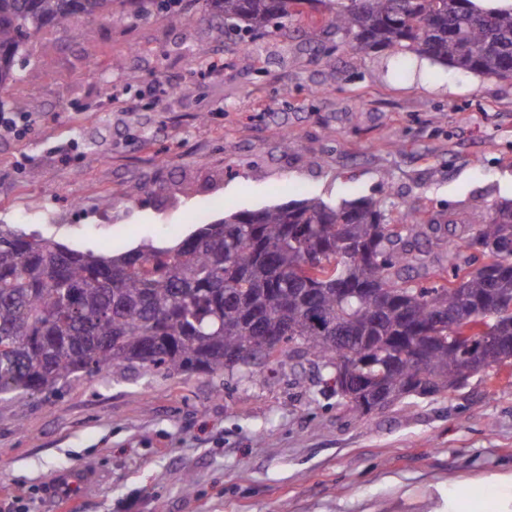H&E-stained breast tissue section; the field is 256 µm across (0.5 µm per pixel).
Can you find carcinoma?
Returning a JSON list of instances; mask_svg holds the SVG:
<instances>
[{"instance_id": "cac0c4a2", "label": "carcinoma", "mask_w": 512, "mask_h": 512, "mask_svg": "<svg viewBox=\"0 0 512 512\" xmlns=\"http://www.w3.org/2000/svg\"><path fill=\"white\" fill-rule=\"evenodd\" d=\"M131 0H0V93L24 41L73 16L112 15ZM224 34H285L305 0H209ZM347 50L387 47L468 73L512 79V3L328 0ZM422 218L377 201L319 199L204 224L174 248L146 242L117 256L71 250L0 225V396L53 392L124 363L171 376L216 373L258 356H308L335 375L343 359L390 396L458 391L453 333L495 337L485 364L512 358V202L460 241L419 247ZM285 337L264 350L262 337ZM371 357L376 365H360Z\"/></svg>"}]
</instances>
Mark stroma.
<instances>
[{"instance_id": "1", "label": "stroma", "mask_w": 512, "mask_h": 512, "mask_svg": "<svg viewBox=\"0 0 512 512\" xmlns=\"http://www.w3.org/2000/svg\"><path fill=\"white\" fill-rule=\"evenodd\" d=\"M49 28L0 110V224L69 248L174 245L210 220L318 198L412 208L457 239L512 199V79L389 49L355 55L303 5L301 34L225 40L203 0ZM210 61L197 64L198 50ZM35 121H26L29 111ZM289 145H282V138ZM305 359L245 375L117 367L0 399V512H500L512 374L366 417ZM90 473L71 500L57 474ZM192 480L193 492L184 489Z\"/></svg>"}]
</instances>
